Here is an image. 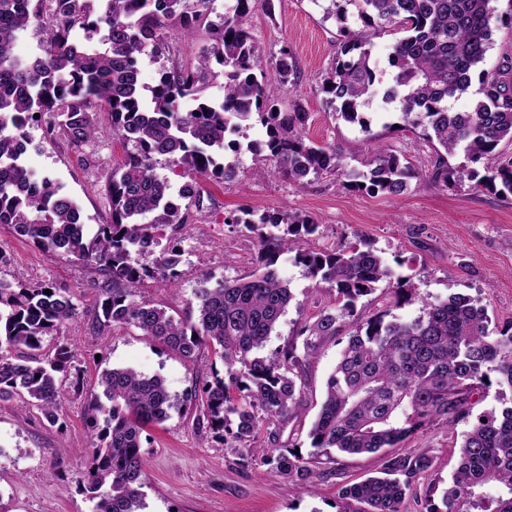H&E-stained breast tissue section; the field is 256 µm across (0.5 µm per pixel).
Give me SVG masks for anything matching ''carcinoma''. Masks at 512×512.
<instances>
[{
  "mask_svg": "<svg viewBox=\"0 0 512 512\" xmlns=\"http://www.w3.org/2000/svg\"><path fill=\"white\" fill-rule=\"evenodd\" d=\"M216 0H0V226L33 243L52 258L86 264L99 296L89 311L93 329L130 326L186 360L207 349L224 364V376L202 394L180 398L163 378L131 367L104 369L98 393L90 394L88 417L97 429L87 492L95 512H141L146 471L142 434L170 412L196 407L199 428L222 431L245 445L260 420L281 423L297 416L303 389L297 379L325 342L346 336L335 370L309 431L313 451L262 450L260 463L307 491L320 479V458L331 452H383V476L347 483L342 500L355 512H401L415 480L433 459L425 453L392 452L434 422L469 414L473 396L495 384L512 392V322L490 328L487 309L453 294L431 300L418 286L396 280L395 301L417 300L422 313L411 321L391 316V307L363 323L346 321L356 302L392 279L384 258L370 245L315 249L319 225L307 216L244 211L224 223L258 230L256 269L247 277H202V287L179 318L160 304L139 299L149 281L170 285L182 279L180 240L191 210L202 206L201 189L179 195L156 172L159 158L186 180H236L243 150L265 154L259 177L284 176L305 184L310 176L335 174L347 189L398 196L418 172L378 145L366 170L349 169L336 150L306 139L308 112L278 93L296 77L283 49L271 69L247 27L252 0H231L220 22L210 25L197 65L162 69L151 87L142 85V62L165 48L169 29L187 38L214 10ZM326 13L342 23L340 51L323 81L327 103L349 122L364 123L362 109L376 96L379 80L372 37L393 27L401 32L388 56L391 81L384 98L399 104L404 122L434 145L427 179L435 184L471 182V188L512 195V51L483 69L491 47L496 0H327ZM359 25H345L349 7ZM37 27L46 54L19 58V34ZM98 35L80 43L75 31ZM478 74V97L467 111L451 101L467 93ZM223 77L220 95L207 93ZM190 108L182 110L184 103ZM106 111L112 134L131 147L122 164L106 174L111 221L90 234L74 201L50 177L28 165L27 127L42 121L53 137L80 148L98 134L97 114ZM39 118H34V115ZM258 123L266 139L243 145L229 135ZM463 150L476 164L494 161L488 174L448 166L446 156ZM272 227L278 233H267ZM172 244L160 247L165 230ZM295 253L308 277L334 294L336 311L322 310L301 326L303 353L290 345L271 355L266 343L292 300L276 264ZM51 294H45V291ZM80 315L73 295L46 283L0 280V401L20 397L55 424L63 386L72 374V350L44 340ZM458 463L448 487L426 512H512V405L480 415L457 447Z\"/></svg>",
  "mask_w": 512,
  "mask_h": 512,
  "instance_id": "cac0c4a2",
  "label": "carcinoma"
}]
</instances>
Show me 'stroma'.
<instances>
[{"mask_svg": "<svg viewBox=\"0 0 512 512\" xmlns=\"http://www.w3.org/2000/svg\"><path fill=\"white\" fill-rule=\"evenodd\" d=\"M274 3L270 14L262 0H253L248 27L265 59L275 58L284 48L294 55L297 79L283 99L299 100L305 107L308 139L335 149L355 169L368 165L378 143L415 167L427 168L433 146L403 126L398 104L374 98L365 109L364 127L344 121L327 104L323 76L337 54L339 24L326 16L323 0ZM208 37L205 24L191 40L170 29L159 63L142 64V83L152 86L160 67L193 66ZM97 119L101 136L79 149L60 139H45L40 124L27 128L29 166L50 176L60 193L75 201L91 233L110 218L104 175L126 156L123 143L112 135L109 115L103 112ZM263 165L262 157L245 152L236 183L200 180L204 207L194 212L182 242L184 277L174 289L149 282L142 297L178 311L192 297L202 275L216 280L249 275L255 269L257 236L244 226L225 225V217L242 209L285 210L314 219L320 231L318 246L365 240L395 276L415 282L421 294L432 299L465 295L486 307L493 325L512 320V196L429 182L411 183L399 196L372 194L343 188L332 175L299 185L280 176L256 177V169ZM277 268L293 298L266 344L269 354L301 345L300 323L335 306L333 296L306 276L294 254L281 255ZM18 278L66 289L82 309L92 306L98 294L91 271L82 263L48 258L0 227V279ZM57 337L71 344L83 385L67 387L61 421L55 425L38 409L22 411L15 401L0 404V512H94L93 500L83 491L96 444L87 405L103 369L131 367L160 376L170 392L181 397L201 390L214 370L210 353L189 362L132 327L97 333L81 317L61 327ZM340 350L337 343L326 342L308 361L300 414L283 426L262 421L255 448L268 447L276 433L280 445L309 453L310 424ZM500 407L497 387L487 388L476 395L470 416L451 424L437 422L405 443L406 452L427 453L434 464L428 475L417 480L404 512H424L426 489L447 486L457 464L452 448L469 429L472 417ZM195 419L192 409L175 413L144 433L143 512H341L339 488L375 475L382 467L376 454L338 456L335 462L322 464L320 480L306 494L271 466L241 456L223 438L198 432Z\"/></svg>", "mask_w": 512, "mask_h": 512, "instance_id": "35a3bbf8", "label": "stroma"}]
</instances>
